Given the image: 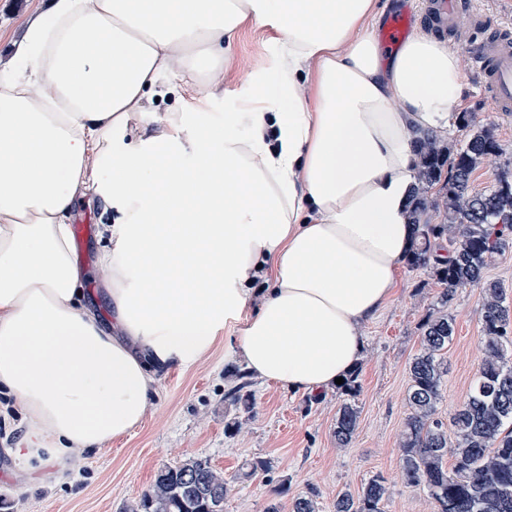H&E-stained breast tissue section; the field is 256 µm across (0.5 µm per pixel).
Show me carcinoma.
<instances>
[{
    "label": "carcinoma",
    "mask_w": 512,
    "mask_h": 512,
    "mask_svg": "<svg viewBox=\"0 0 512 512\" xmlns=\"http://www.w3.org/2000/svg\"><path fill=\"white\" fill-rule=\"evenodd\" d=\"M416 184L408 207L416 244L409 265L430 269L440 284L436 313L421 325V351L409 366L408 415L401 435L399 469L405 484L425 488L434 512H512V306L504 290L484 279L495 257L512 244V179L502 175L484 192L472 188L477 166L497 157L500 144L485 126L457 143L437 138L417 141ZM444 214L441 224L424 216ZM448 241V259H432V242ZM480 285L483 358L463 404L449 422L438 415L443 351L455 327L448 316L461 288ZM339 406L333 435L347 446L358 428L354 386ZM229 481L208 458L190 456L157 470L149 489L130 512H224ZM387 488L381 476L357 494L336 497L333 512H382ZM290 512H318L315 491L298 494Z\"/></svg>",
    "instance_id": "carcinoma-1"
}]
</instances>
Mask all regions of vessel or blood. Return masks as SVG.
Listing matches in <instances>:
<instances>
[{
	"mask_svg": "<svg viewBox=\"0 0 512 512\" xmlns=\"http://www.w3.org/2000/svg\"><path fill=\"white\" fill-rule=\"evenodd\" d=\"M438 21L456 30L462 12L461 0H434ZM413 15L409 12L392 17L381 32L388 48H396L411 29ZM467 46L474 70L481 76V91L494 111L512 112V30L501 29L499 34L469 38Z\"/></svg>",
	"mask_w": 512,
	"mask_h": 512,
	"instance_id": "vessel-or-blood-1",
	"label": "vessel or blood"
}]
</instances>
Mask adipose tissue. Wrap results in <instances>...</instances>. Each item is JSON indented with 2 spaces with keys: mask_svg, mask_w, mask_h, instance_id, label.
<instances>
[{
  "mask_svg": "<svg viewBox=\"0 0 512 512\" xmlns=\"http://www.w3.org/2000/svg\"><path fill=\"white\" fill-rule=\"evenodd\" d=\"M381 15L377 0H50L27 25L21 71L0 80V389L25 414L20 456L129 434L158 374L221 339L292 391L353 370L415 242V142L447 136L463 81L458 49L422 30L383 55ZM252 21L274 32L257 100L206 111ZM171 65L180 111L128 137ZM80 195L116 211L107 326L78 293Z\"/></svg>",
  "mask_w": 512,
  "mask_h": 512,
  "instance_id": "1",
  "label": "adipose tissue"
}]
</instances>
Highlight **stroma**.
Segmentation results:
<instances>
[{
	"label": "stroma",
	"instance_id": "stroma-1",
	"mask_svg": "<svg viewBox=\"0 0 512 512\" xmlns=\"http://www.w3.org/2000/svg\"><path fill=\"white\" fill-rule=\"evenodd\" d=\"M46 0H0V68L9 69L15 44L26 23L45 8ZM271 32L244 26L224 68V81L212 87L211 111H234L253 85L255 72L271 59ZM463 73L460 111L473 113L477 125L492 126L503 154L485 162L472 176L474 191L491 188L503 173H512V115L492 111L479 89L469 60ZM114 211L100 202L81 203L76 221L89 231L74 252L85 272L84 301L108 314L102 289L106 277L98 256L106 244L103 227ZM440 286L433 274L403 266L394 299L362 328L365 352L356 367L355 397L360 410L357 432L348 447L333 435L336 411L345 398L341 387L301 393L250 379L229 347L216 345L195 364L160 375L158 394L141 425L101 450L76 455L63 475L49 456L41 460L12 455L25 439L21 409L0 395V501L8 512H125L151 485L156 471L190 456L209 458L232 481L224 512H265L271 493L287 482L291 497L317 491L318 512H331L336 496L358 492L371 477L386 481L383 512H431L426 490L407 486L399 473V443L409 414V364L421 349L420 326L436 307ZM483 290L459 289L448 307L455 334L444 357L448 373L438 404L450 419L464 402L483 357L480 309ZM249 394L251 408L228 400L235 389ZM267 461L266 472L245 478L243 464Z\"/></svg>",
	"mask_w": 512,
	"mask_h": 512
}]
</instances>
